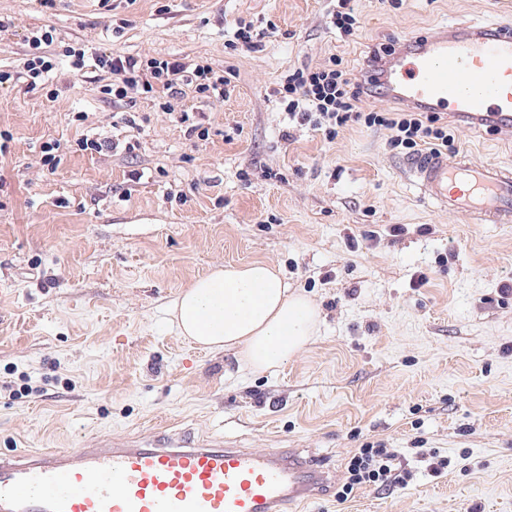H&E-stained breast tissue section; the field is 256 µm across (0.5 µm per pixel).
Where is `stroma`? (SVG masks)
Returning <instances> with one entry per match:
<instances>
[{"mask_svg": "<svg viewBox=\"0 0 512 512\" xmlns=\"http://www.w3.org/2000/svg\"><path fill=\"white\" fill-rule=\"evenodd\" d=\"M0 0V68L55 31L57 98L0 86V456L186 439L286 448L341 483L366 444L398 449L407 484L366 485L297 512H512V224H472L424 201L389 130L352 121L335 138L290 121L272 90L341 57L357 81L380 44L446 22H512V0ZM243 23L258 50L232 46ZM186 57L232 84L179 106L104 94L110 74L66 47ZM476 162L512 164V142L453 129ZM109 142L78 150L83 138ZM55 144L57 166L42 147ZM265 261L320 312L305 350L266 372L179 336L170 308L217 264ZM36 390L16 398L23 375ZM449 459L432 474L433 457ZM348 0H340L339 7L343 10H337L336 14H334V25L336 29L339 31L342 38L348 39L350 36L355 34V31L359 27V21L351 11L350 8L347 7Z\"/></svg>", "mask_w": 512, "mask_h": 512, "instance_id": "obj_1", "label": "stroma"}]
</instances>
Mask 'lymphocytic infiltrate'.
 I'll return each mask as SVG.
<instances>
[{"label":"lymphocytic infiltrate","mask_w":512,"mask_h":512,"mask_svg":"<svg viewBox=\"0 0 512 512\" xmlns=\"http://www.w3.org/2000/svg\"><path fill=\"white\" fill-rule=\"evenodd\" d=\"M54 42L53 30H39L29 39L30 53L22 71L0 69V86L26 80L30 88H41L47 97L58 95L52 84L56 63L47 46ZM76 69L86 64L105 69L116 80L105 85V94L113 99L127 98L129 91L137 90L154 97L160 108L171 110L172 99L181 97L184 87H192L197 97L221 99L228 93L229 82L207 63H186L177 58L142 60L133 56L106 55L87 60L84 49L68 48ZM289 117H299L323 129L327 137H335L339 128L349 121L364 122L366 126H380L390 130V146L398 153L412 156L424 150L442 151L451 147L454 136L439 116L425 112H389L360 109L365 92L362 85L352 83L346 76L342 58H332L321 68H299L288 74L274 90ZM397 452L392 448L371 445L358 449L349 459L346 476L337 489L336 499L345 502L355 489L367 484L399 482L392 463Z\"/></svg>","instance_id":"lymphocytic-infiltrate-1"}]
</instances>
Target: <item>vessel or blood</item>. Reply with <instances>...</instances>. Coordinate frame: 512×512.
<instances>
[{"label":"vessel or blood","mask_w":512,"mask_h":512,"mask_svg":"<svg viewBox=\"0 0 512 512\" xmlns=\"http://www.w3.org/2000/svg\"><path fill=\"white\" fill-rule=\"evenodd\" d=\"M366 81L381 98L512 138V26L451 23L402 39L372 60ZM406 170L438 208L476 224L512 223V166L426 152ZM327 476L283 448L97 439L76 452L0 459V512H293Z\"/></svg>","instance_id":"obj_1"}]
</instances>
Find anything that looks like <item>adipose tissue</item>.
Returning a JSON list of instances; mask_svg holds the SVG:
<instances>
[{"mask_svg":"<svg viewBox=\"0 0 512 512\" xmlns=\"http://www.w3.org/2000/svg\"><path fill=\"white\" fill-rule=\"evenodd\" d=\"M180 336L208 351H235L256 371L281 367L314 336L319 314L268 262L217 264L173 304Z\"/></svg>","mask_w":512,"mask_h":512,"instance_id":"ef3b65f1","label":"adipose tissue"}]
</instances>
